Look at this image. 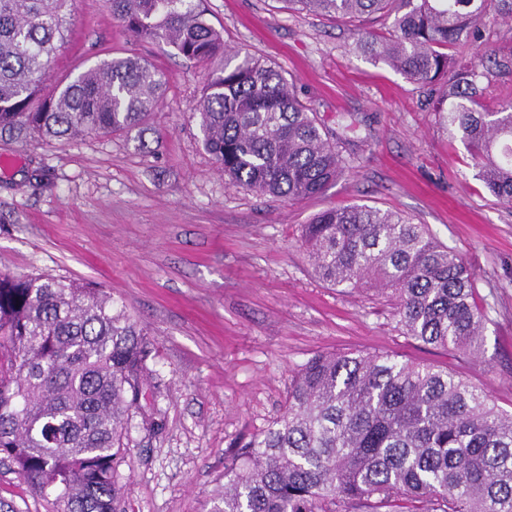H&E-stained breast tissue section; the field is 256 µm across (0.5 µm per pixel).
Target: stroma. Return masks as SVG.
<instances>
[{
  "label": "stroma",
  "instance_id": "1",
  "mask_svg": "<svg viewBox=\"0 0 512 512\" xmlns=\"http://www.w3.org/2000/svg\"><path fill=\"white\" fill-rule=\"evenodd\" d=\"M226 47L282 70L327 123L357 113L353 170L301 201L261 195L218 171L192 113L204 66L133 39L107 0H74L54 79L135 55L172 81L146 148L116 134L20 148L0 177V269L93 282L145 326L168 432L141 440L123 472L126 512H208L234 441L283 412L297 369L318 351L390 352L446 368L512 408V206L492 196L432 110L437 91L358 54L348 27L278 0H203ZM400 212L468 263L489 305L479 359L421 346L387 295L319 281L298 248L303 224L334 206ZM0 512H45L0 466Z\"/></svg>",
  "mask_w": 512,
  "mask_h": 512
}]
</instances>
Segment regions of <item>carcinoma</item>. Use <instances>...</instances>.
<instances>
[{"mask_svg":"<svg viewBox=\"0 0 512 512\" xmlns=\"http://www.w3.org/2000/svg\"><path fill=\"white\" fill-rule=\"evenodd\" d=\"M73 0H0V139L136 133L171 76L138 57L103 60L41 89ZM350 26L378 19L356 48L414 83L446 84L434 112L468 148L488 191L512 204V99L480 108L489 67L512 73L485 33L512 0H280ZM135 39L207 65L196 118L218 170L243 188L299 201L352 169L340 138L276 67L224 48L202 0H109ZM468 43L475 54L457 47ZM300 250L336 288H376L405 333L476 357L490 322L462 256L425 224L366 205L303 225ZM145 328L105 289L0 270V457L46 512H124L132 430L168 428ZM512 512V410L431 364L389 353L318 352L292 376L284 410L235 445L209 512Z\"/></svg>","mask_w":512,"mask_h":512,"instance_id":"cac0c4a2","label":"carcinoma"}]
</instances>
